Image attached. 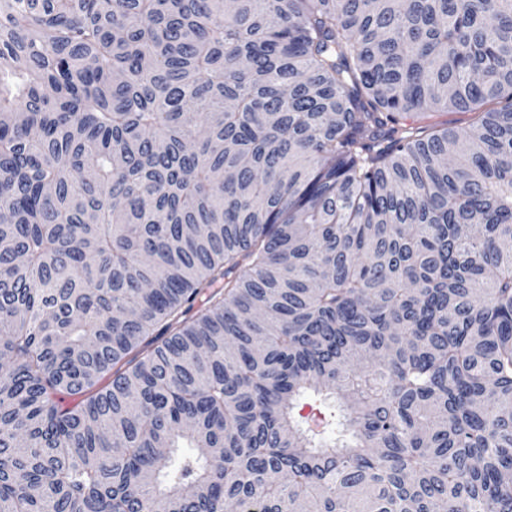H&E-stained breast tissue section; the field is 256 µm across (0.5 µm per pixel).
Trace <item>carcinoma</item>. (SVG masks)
Listing matches in <instances>:
<instances>
[{
    "instance_id": "1",
    "label": "carcinoma",
    "mask_w": 512,
    "mask_h": 512,
    "mask_svg": "<svg viewBox=\"0 0 512 512\" xmlns=\"http://www.w3.org/2000/svg\"><path fill=\"white\" fill-rule=\"evenodd\" d=\"M230 508L512 512V0H0V512ZM333 407L327 402L321 401L315 396H308L295 405L294 415L295 418L300 422H306L316 413L322 412L324 415L329 416L333 412Z\"/></svg>"
}]
</instances>
